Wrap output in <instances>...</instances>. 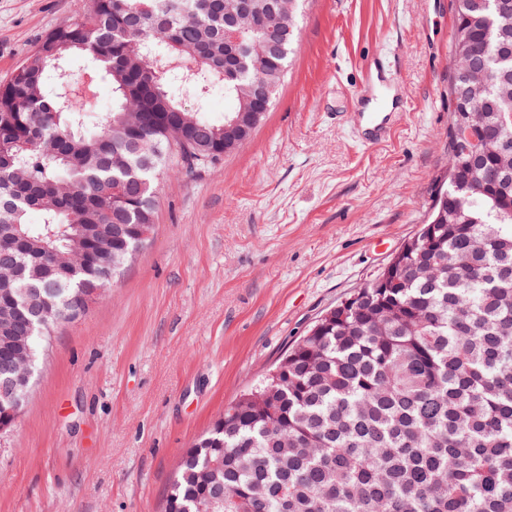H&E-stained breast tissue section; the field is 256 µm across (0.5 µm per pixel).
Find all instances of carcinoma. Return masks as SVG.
I'll use <instances>...</instances> for the list:
<instances>
[{
	"instance_id": "cac0c4a2",
	"label": "carcinoma",
	"mask_w": 512,
	"mask_h": 512,
	"mask_svg": "<svg viewBox=\"0 0 512 512\" xmlns=\"http://www.w3.org/2000/svg\"><path fill=\"white\" fill-rule=\"evenodd\" d=\"M240 4L90 0L0 85V271L35 291L0 328L24 337L0 340L13 376L132 260L139 240L103 230L152 231L158 173L224 156V122L178 94L221 87L238 112L264 84L274 103L303 0H251L260 33L231 54L224 28ZM75 54L111 84L112 111L65 79ZM451 55L462 95L450 99L447 186L407 242L406 274L328 310L227 406L181 456L162 512H512V16L455 0ZM465 112L495 144L462 156Z\"/></svg>"
}]
</instances>
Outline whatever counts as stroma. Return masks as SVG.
<instances>
[{"mask_svg": "<svg viewBox=\"0 0 512 512\" xmlns=\"http://www.w3.org/2000/svg\"><path fill=\"white\" fill-rule=\"evenodd\" d=\"M89 0H0V84ZM453 0H306L276 102L214 164L156 182V226L58 327L0 433V512H160L179 455L417 232L448 168ZM376 55L407 110L342 120Z\"/></svg>", "mask_w": 512, "mask_h": 512, "instance_id": "35a3bbf8", "label": "stroma"}]
</instances>
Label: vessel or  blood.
<instances>
[{"label": "vessel or blood", "mask_w": 512, "mask_h": 512, "mask_svg": "<svg viewBox=\"0 0 512 512\" xmlns=\"http://www.w3.org/2000/svg\"><path fill=\"white\" fill-rule=\"evenodd\" d=\"M392 76L388 60L374 59L367 67L363 83L353 99L354 110L347 119L355 137L368 144L385 141L401 117L402 109L397 96L383 103H376L377 92L387 88Z\"/></svg>", "instance_id": "1"}]
</instances>
